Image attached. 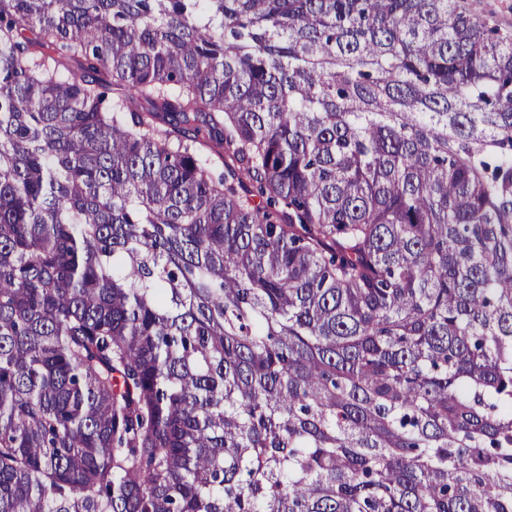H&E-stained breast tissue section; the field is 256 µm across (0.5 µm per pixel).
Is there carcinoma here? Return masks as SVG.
<instances>
[{"instance_id":"1","label":"carcinoma","mask_w":512,"mask_h":512,"mask_svg":"<svg viewBox=\"0 0 512 512\" xmlns=\"http://www.w3.org/2000/svg\"><path fill=\"white\" fill-rule=\"evenodd\" d=\"M0 512H512V37L0 0Z\"/></svg>"}]
</instances>
